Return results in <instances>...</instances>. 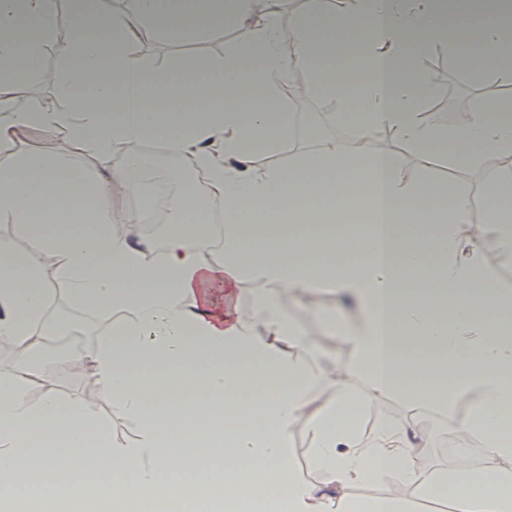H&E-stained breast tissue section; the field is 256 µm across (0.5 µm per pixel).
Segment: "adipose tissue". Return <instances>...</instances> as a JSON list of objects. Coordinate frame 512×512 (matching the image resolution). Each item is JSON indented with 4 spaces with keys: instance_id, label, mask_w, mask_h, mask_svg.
I'll list each match as a JSON object with an SVG mask.
<instances>
[{
    "instance_id": "adipose-tissue-1",
    "label": "adipose tissue",
    "mask_w": 512,
    "mask_h": 512,
    "mask_svg": "<svg viewBox=\"0 0 512 512\" xmlns=\"http://www.w3.org/2000/svg\"><path fill=\"white\" fill-rule=\"evenodd\" d=\"M71 33L57 75L63 111L32 103L33 80L54 41L57 0H0V222L21 229L0 243V344L18 366L0 372V470L15 483L0 490V512H30L34 501L72 512H148L166 503L199 512L203 502L232 512H407L392 480L421 496L447 488L453 512H512V287L495 282L486 244L512 256V99L475 105L448 127L421 111L432 86L415 67L422 50L445 46L474 71L493 66L512 82V0H314L290 28L272 0H66ZM240 35L223 59H191L160 69L133 52L154 34L214 38L222 24ZM355 41L356 65L334 63L335 47ZM303 71L311 87L352 107L354 145L324 143L287 165L261 164L292 136L282 86ZM31 129L61 131L54 151L17 149ZM389 130L416 156L422 173L403 174L399 155L368 150ZM163 142L176 166L204 175L194 196L173 195L161 244L133 239L135 214L113 211V196L138 194L150 162L145 141ZM496 154L504 176L481 201L450 190L431 169L447 161L480 171ZM82 154L98 168L77 174ZM373 195L363 210L345 206L352 183ZM323 197L329 208L271 216L277 200ZM224 203L218 235L184 221ZM483 225L471 226L474 205ZM56 257L47 268L42 255ZM71 300L117 314L101 336L63 368L89 366L112 399V416L76 394L45 391L37 331H48L55 280ZM258 282L246 311L214 312L215 292ZM327 290L353 302L356 319L332 309L321 334L346 342L351 368L336 374L310 362L315 337L302 331L284 299ZM364 387H357L356 379ZM394 394L411 409L457 415L462 432L484 448L482 474L466 453L450 472L428 467L434 435L382 422L365 434L355 412ZM467 411H460L461 403ZM132 440L111 435L113 420ZM302 432L319 482L297 472L292 447ZM223 452L224 467H201ZM252 461V468L240 465ZM92 468L132 473V482L77 483ZM375 487L369 497L354 488Z\"/></svg>"
}]
</instances>
